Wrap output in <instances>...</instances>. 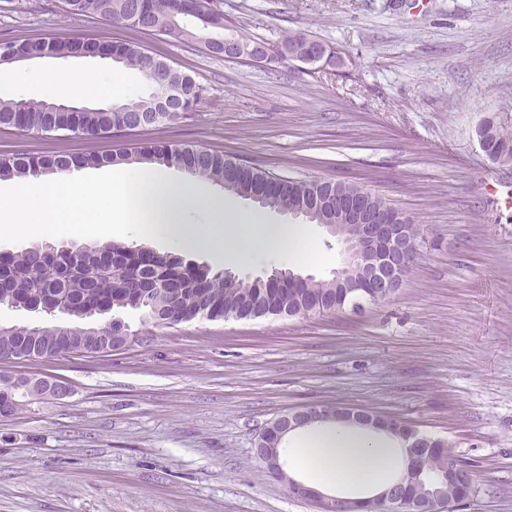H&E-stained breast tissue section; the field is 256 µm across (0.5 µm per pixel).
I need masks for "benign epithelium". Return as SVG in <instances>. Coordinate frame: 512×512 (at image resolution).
Returning a JSON list of instances; mask_svg holds the SVG:
<instances>
[{
    "mask_svg": "<svg viewBox=\"0 0 512 512\" xmlns=\"http://www.w3.org/2000/svg\"><path fill=\"white\" fill-rule=\"evenodd\" d=\"M327 53L322 46L313 45L303 54H293L283 47L279 55L272 56L263 43H255L246 50L240 39L228 38L224 41V58L245 59L254 63L267 64L275 59L290 58L292 62L314 66L326 59ZM77 58H101L113 60L116 53L110 49L97 47L89 40L75 54ZM157 101L166 106L169 112L183 111L179 86L171 84L160 73L155 82ZM331 207L336 216H345L351 220L350 231L340 224H328L329 232L341 237L344 245V265H351L363 258H371L361 271L356 289L365 297L374 294L391 296L401 288L410 262L418 250V238L406 229L409 218L394 208L370 211L362 204L361 196L349 193H336ZM27 393L34 398L60 399L69 395V389L61 382L50 381L44 377H30L26 386ZM326 409L317 406L303 407L282 417L279 424L281 433L310 424L322 417ZM348 420L401 432L407 442L409 461L403 476L384 490L364 499L352 500L324 494L310 488L293 478L287 480L289 491L296 497L308 499L318 504L321 512H446L450 505L440 504L436 492L427 493L426 499L408 505L406 503V481L423 480L425 470L422 467L423 455L433 449L435 440L420 434L411 426L397 419L370 414L365 411L347 409ZM448 479L456 481L462 497H467L471 488L470 474L459 464L448 465Z\"/></svg>",
    "mask_w": 512,
    "mask_h": 512,
    "instance_id": "1",
    "label": "benign epithelium"
}]
</instances>
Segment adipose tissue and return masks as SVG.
<instances>
[{
    "label": "adipose tissue",
    "mask_w": 512,
    "mask_h": 512,
    "mask_svg": "<svg viewBox=\"0 0 512 512\" xmlns=\"http://www.w3.org/2000/svg\"><path fill=\"white\" fill-rule=\"evenodd\" d=\"M23 87L37 93L98 100L113 93L92 74L65 83L44 69L0 65V97ZM288 439L292 443L285 451L289 471H304L308 485L321 491L333 487L361 497L392 482L400 466L396 438L380 431L318 423L290 432Z\"/></svg>",
    "instance_id": "adipose-tissue-1"
}]
</instances>
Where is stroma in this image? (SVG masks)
I'll list each match as a JSON object with an SVG mask.
<instances>
[{"instance_id": "1", "label": "stroma", "mask_w": 512, "mask_h": 512, "mask_svg": "<svg viewBox=\"0 0 512 512\" xmlns=\"http://www.w3.org/2000/svg\"><path fill=\"white\" fill-rule=\"evenodd\" d=\"M224 22L270 49L303 35L345 64L316 71L212 55L200 45L11 0L0 40L81 35L139 43L192 76L201 104L181 119L106 137L0 130V153L70 154L148 141L221 151L276 176L326 178L384 196L423 234L394 297L338 315L205 319L157 328L101 355L1 363L0 374L65 383L0 417V512H319L261 467L259 434L305 405L402 419L456 447L474 475L455 512H512V169L476 129L512 120V0H220ZM64 80L145 74L96 58L44 57ZM255 278L286 264L228 265Z\"/></svg>"}]
</instances>
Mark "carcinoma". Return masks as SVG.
<instances>
[{
    "label": "carcinoma",
    "mask_w": 512,
    "mask_h": 512,
    "mask_svg": "<svg viewBox=\"0 0 512 512\" xmlns=\"http://www.w3.org/2000/svg\"><path fill=\"white\" fill-rule=\"evenodd\" d=\"M208 23L189 27L182 24L180 0H61L62 10L73 16H93L105 22L140 28L132 19L138 14L151 31L199 43L206 51L226 38L224 12L215 0H201ZM80 37L45 36L22 41L16 49L30 53L42 49L65 58L79 49ZM119 63L140 69L148 79L161 69L182 89L187 111L202 100V87L188 74L167 61L141 51L131 41L116 46ZM59 102L25 98H0V128L43 134L69 131L87 136L114 130H135L174 121L180 112H165L151 95L132 97L121 103L76 112H60ZM479 145L495 165L512 168V124L486 117L477 127ZM156 163L181 167L193 178L220 183L240 197L263 192V208L293 211L301 200L321 192L327 196L336 187L353 184L313 179L269 189L274 176L243 164L222 152L193 145L153 143L130 151L88 153L72 156H33L23 153L0 155V179L40 178L64 175L75 169L131 163ZM344 288L336 278L316 279L303 275L297 281L235 278L208 268L189 267L175 254H160L144 246L106 243L102 245L42 244L6 253L0 258V305L22 307L42 313L50 320L32 326L0 325V359L36 361L61 353L78 351L99 354L128 344L133 332L113 318L96 324L90 319L114 309H143L156 327H168L195 319L250 320L267 316H323L341 303ZM26 394L22 377L0 376V413L22 406L17 396ZM457 460L450 445L437 449L428 460L427 472L434 475L438 489L454 498L457 490L441 483L448 460Z\"/></svg>",
    "instance_id": "cac0c4a2"
}]
</instances>
